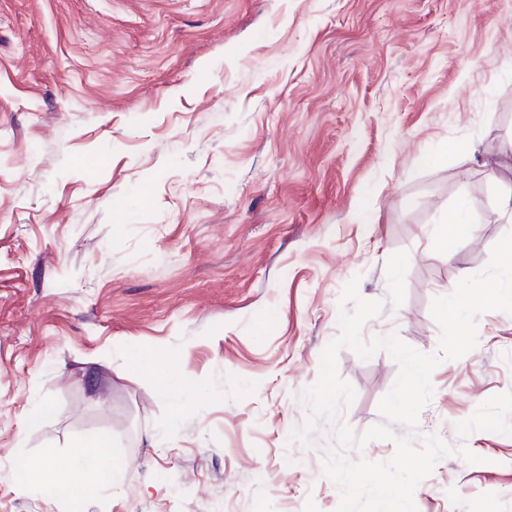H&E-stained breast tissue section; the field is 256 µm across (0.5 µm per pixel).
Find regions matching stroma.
Instances as JSON below:
<instances>
[{
	"instance_id": "1",
	"label": "stroma",
	"mask_w": 512,
	"mask_h": 512,
	"mask_svg": "<svg viewBox=\"0 0 512 512\" xmlns=\"http://www.w3.org/2000/svg\"><path fill=\"white\" fill-rule=\"evenodd\" d=\"M512 0H0V512H335L289 444L357 281L363 339L438 350L434 298L512 232ZM477 227L451 253L458 203ZM443 361L418 512H512V315ZM190 385L174 417L136 354ZM350 459L398 366L350 349ZM51 414L28 418L40 404ZM112 440L121 486L52 495Z\"/></svg>"
}]
</instances>
